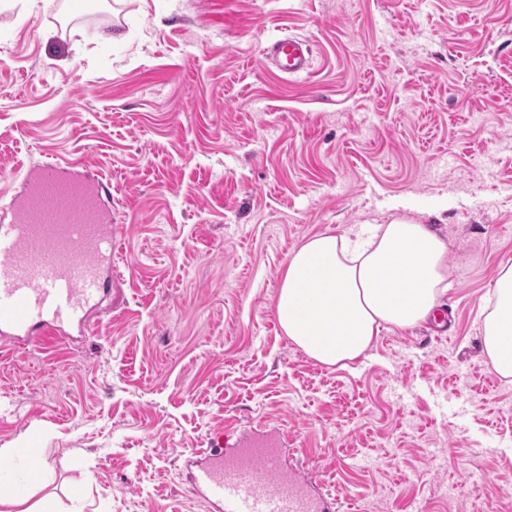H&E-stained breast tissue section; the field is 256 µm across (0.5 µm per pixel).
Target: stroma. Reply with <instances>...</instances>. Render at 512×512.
I'll list each match as a JSON object with an SVG mask.
<instances>
[{
  "instance_id": "obj_1",
  "label": "stroma",
  "mask_w": 512,
  "mask_h": 512,
  "mask_svg": "<svg viewBox=\"0 0 512 512\" xmlns=\"http://www.w3.org/2000/svg\"><path fill=\"white\" fill-rule=\"evenodd\" d=\"M287 35L309 72L264 65ZM3 53L0 207L69 159L124 232L88 334L0 340V491L207 512L187 452L262 429L342 512H512V380L481 342L512 265V0H0ZM395 218L448 242L445 327L308 358L273 312L289 254Z\"/></svg>"
}]
</instances>
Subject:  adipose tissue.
I'll list each match as a JSON object with an SVG mask.
<instances>
[{
	"mask_svg": "<svg viewBox=\"0 0 512 512\" xmlns=\"http://www.w3.org/2000/svg\"><path fill=\"white\" fill-rule=\"evenodd\" d=\"M448 245L429 225L400 218L364 240L325 231L293 251L274 303L278 324L309 358L347 366L381 330L412 328L433 316L448 285ZM492 368L512 377V266L503 268L483 323Z\"/></svg>",
	"mask_w": 512,
	"mask_h": 512,
	"instance_id": "1",
	"label": "adipose tissue"
}]
</instances>
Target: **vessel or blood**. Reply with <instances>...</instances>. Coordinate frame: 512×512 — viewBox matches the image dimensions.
I'll list each match as a JSON object with an SVG mask.
<instances>
[{
  "instance_id": "vessel-or-blood-1",
  "label": "vessel or blood",
  "mask_w": 512,
  "mask_h": 512,
  "mask_svg": "<svg viewBox=\"0 0 512 512\" xmlns=\"http://www.w3.org/2000/svg\"><path fill=\"white\" fill-rule=\"evenodd\" d=\"M263 59L296 75L312 65L309 42L284 36L264 46ZM111 198L76 162L46 164L24 179L0 224V336L20 347L86 334V315L101 300L114 269L119 231ZM192 491L210 512H336L331 494L302 481L268 434L192 452Z\"/></svg>"
}]
</instances>
